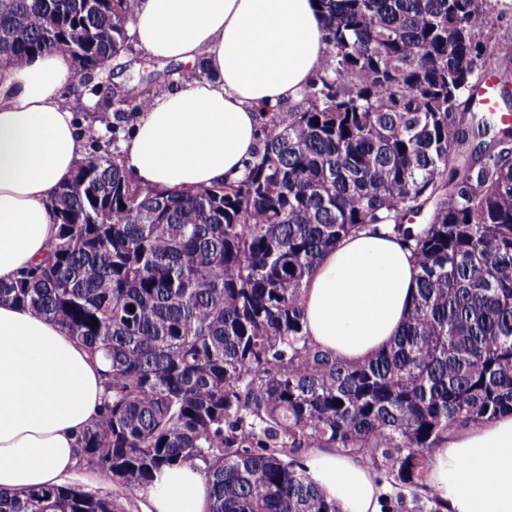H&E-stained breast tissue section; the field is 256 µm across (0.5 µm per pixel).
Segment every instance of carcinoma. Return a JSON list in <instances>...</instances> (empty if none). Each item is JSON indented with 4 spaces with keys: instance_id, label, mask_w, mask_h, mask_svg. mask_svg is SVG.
I'll return each mask as SVG.
<instances>
[{
    "instance_id": "carcinoma-1",
    "label": "carcinoma",
    "mask_w": 512,
    "mask_h": 512,
    "mask_svg": "<svg viewBox=\"0 0 512 512\" xmlns=\"http://www.w3.org/2000/svg\"><path fill=\"white\" fill-rule=\"evenodd\" d=\"M328 53L306 106L274 112L242 176L192 191L139 183L120 131L150 91L117 88L105 131L49 200L58 233L9 299L59 322L106 363L80 462L131 496L193 465L210 512H339L302 451L361 456L382 512H442L428 493L442 436L512 413V127L472 104L512 43L487 0H320ZM135 0H0V69L63 51L92 74L128 42ZM319 123H314L313 119ZM429 211L417 234L405 226ZM391 224L419 273L386 350L344 364L304 332L322 255ZM134 310H129V307ZM0 512H124L79 485L0 491Z\"/></svg>"
}]
</instances>
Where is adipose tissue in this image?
I'll use <instances>...</instances> for the list:
<instances>
[{
  "label": "adipose tissue",
  "mask_w": 512,
  "mask_h": 512,
  "mask_svg": "<svg viewBox=\"0 0 512 512\" xmlns=\"http://www.w3.org/2000/svg\"><path fill=\"white\" fill-rule=\"evenodd\" d=\"M129 34L148 56L183 63L179 86L152 98L122 145V163L159 189L209 187L242 176L274 112L320 73L328 46L316 0H136ZM205 68L206 78L193 72ZM63 52L0 70V281L42 262L58 226L52 191L73 175L85 133L60 91ZM412 250L371 224L327 251L304 286L305 332L355 364L389 347L416 292ZM106 365L54 320L0 302V489L63 486L80 471L79 438L103 403ZM307 471L340 512H381L384 491L360 458L318 448ZM430 488L443 512H512V414L445 435ZM142 494L148 512H209L210 490L186 465Z\"/></svg>",
  "instance_id": "1"
}]
</instances>
